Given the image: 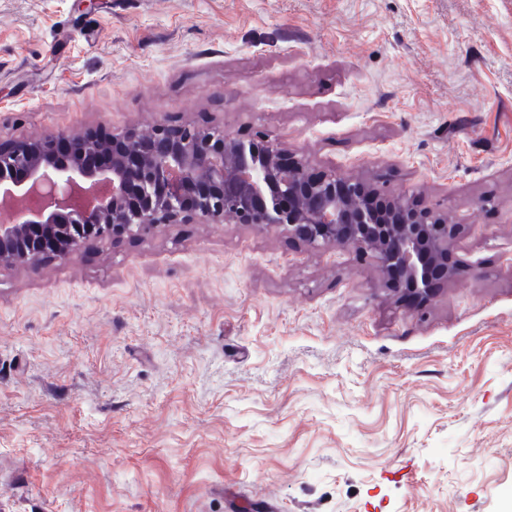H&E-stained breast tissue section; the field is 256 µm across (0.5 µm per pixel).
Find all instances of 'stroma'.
Here are the masks:
<instances>
[{
	"instance_id": "35a3bbf8",
	"label": "stroma",
	"mask_w": 512,
	"mask_h": 512,
	"mask_svg": "<svg viewBox=\"0 0 512 512\" xmlns=\"http://www.w3.org/2000/svg\"><path fill=\"white\" fill-rule=\"evenodd\" d=\"M264 136L460 225L371 259L175 224L0 267V512H512V0H0V144Z\"/></svg>"
}]
</instances>
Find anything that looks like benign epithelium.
<instances>
[{"label":"benign epithelium","mask_w":512,"mask_h":512,"mask_svg":"<svg viewBox=\"0 0 512 512\" xmlns=\"http://www.w3.org/2000/svg\"><path fill=\"white\" fill-rule=\"evenodd\" d=\"M107 154L101 167L85 163ZM8 202L29 201L0 219V266L31 268L52 253L68 258L104 238L155 233L170 224L278 227L309 244L371 257L399 278L390 291L420 305L448 281V247L458 228L418 211L406 194L376 210L372 189L332 174L315 176L299 157L267 141L158 122L143 135L57 132L0 150Z\"/></svg>","instance_id":"7a95c632"}]
</instances>
